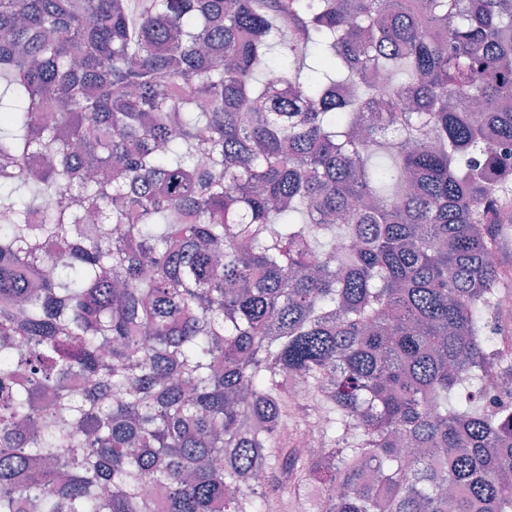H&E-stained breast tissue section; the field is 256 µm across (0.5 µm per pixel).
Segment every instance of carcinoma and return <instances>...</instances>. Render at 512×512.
Masks as SVG:
<instances>
[{
	"instance_id": "cac0c4a2",
	"label": "carcinoma",
	"mask_w": 512,
	"mask_h": 512,
	"mask_svg": "<svg viewBox=\"0 0 512 512\" xmlns=\"http://www.w3.org/2000/svg\"><path fill=\"white\" fill-rule=\"evenodd\" d=\"M0 212V512H512V0H0Z\"/></svg>"
}]
</instances>
